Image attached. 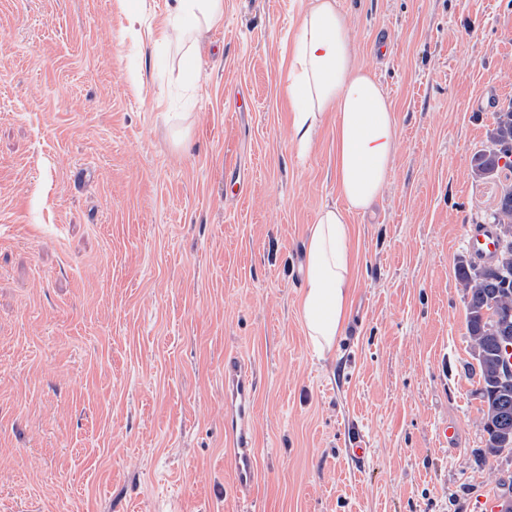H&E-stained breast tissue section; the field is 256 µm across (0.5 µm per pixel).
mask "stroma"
Listing matches in <instances>:
<instances>
[{
    "label": "stroma",
    "mask_w": 512,
    "mask_h": 512,
    "mask_svg": "<svg viewBox=\"0 0 512 512\" xmlns=\"http://www.w3.org/2000/svg\"><path fill=\"white\" fill-rule=\"evenodd\" d=\"M169 0H0V512H477L490 453L458 261L512 163V0H339L399 144L349 217L351 320L298 317L333 120L301 152L288 52L309 0H224L202 68ZM258 372L250 499L224 460V358ZM456 430L437 442L441 424ZM366 449L364 460L351 451ZM508 144L512 146V108L496 113L495 126L490 133V144ZM490 145L486 149H482L475 153L472 157V172L476 178L492 177L498 167L500 158L489 151Z\"/></svg>",
    "instance_id": "stroma-1"
}]
</instances>
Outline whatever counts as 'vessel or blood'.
<instances>
[{"label": "vessel or blood", "mask_w": 512, "mask_h": 512, "mask_svg": "<svg viewBox=\"0 0 512 512\" xmlns=\"http://www.w3.org/2000/svg\"><path fill=\"white\" fill-rule=\"evenodd\" d=\"M466 241L475 255L492 260L496 234L492 225L467 229ZM256 375L249 363L235 356L224 360V456L231 466L233 482L242 497H249L257 480L253 406Z\"/></svg>", "instance_id": "obj_1"}]
</instances>
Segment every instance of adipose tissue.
I'll return each mask as SVG.
<instances>
[{
  "instance_id": "ef3b65f1",
  "label": "adipose tissue",
  "mask_w": 512,
  "mask_h": 512,
  "mask_svg": "<svg viewBox=\"0 0 512 512\" xmlns=\"http://www.w3.org/2000/svg\"><path fill=\"white\" fill-rule=\"evenodd\" d=\"M179 41L199 43L224 19V0H171ZM291 141L309 150L326 114L335 116L340 204L324 206L306 241L298 310L316 353L329 351L345 328L353 255L349 215L371 208L387 185L399 127L384 88L357 65L347 15L337 0H311L289 59Z\"/></svg>"
}]
</instances>
